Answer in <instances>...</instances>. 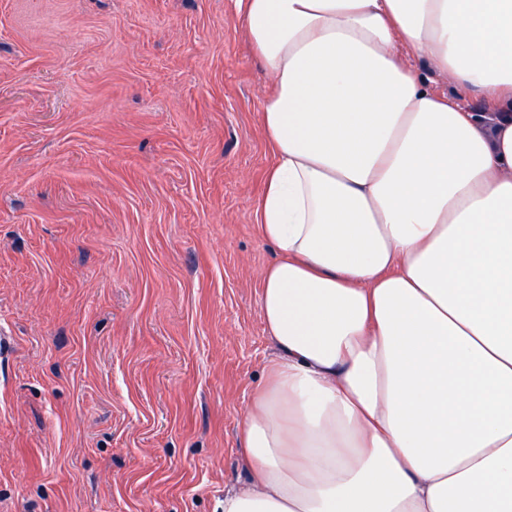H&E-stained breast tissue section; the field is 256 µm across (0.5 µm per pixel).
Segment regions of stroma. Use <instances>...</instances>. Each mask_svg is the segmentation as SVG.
I'll return each instance as SVG.
<instances>
[{
    "mask_svg": "<svg viewBox=\"0 0 512 512\" xmlns=\"http://www.w3.org/2000/svg\"><path fill=\"white\" fill-rule=\"evenodd\" d=\"M234 0H0V512H218L275 346Z\"/></svg>",
    "mask_w": 512,
    "mask_h": 512,
    "instance_id": "obj_1",
    "label": "stroma"
}]
</instances>
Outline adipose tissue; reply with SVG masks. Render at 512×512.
Here are the masks:
<instances>
[{
	"label": "adipose tissue",
	"mask_w": 512,
	"mask_h": 512,
	"mask_svg": "<svg viewBox=\"0 0 512 512\" xmlns=\"http://www.w3.org/2000/svg\"><path fill=\"white\" fill-rule=\"evenodd\" d=\"M236 7L276 354L221 512H512V0Z\"/></svg>",
	"instance_id": "ef3b65f1"
}]
</instances>
